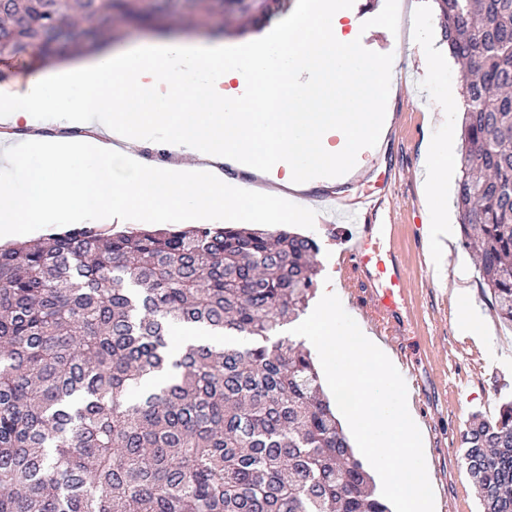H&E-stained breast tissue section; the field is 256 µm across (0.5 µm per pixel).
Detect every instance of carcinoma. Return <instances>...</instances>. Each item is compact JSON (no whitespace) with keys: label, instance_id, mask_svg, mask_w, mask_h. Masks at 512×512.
<instances>
[{"label":"carcinoma","instance_id":"carcinoma-1","mask_svg":"<svg viewBox=\"0 0 512 512\" xmlns=\"http://www.w3.org/2000/svg\"><path fill=\"white\" fill-rule=\"evenodd\" d=\"M462 77L455 207L512 325V0H437ZM280 0H164L223 31ZM148 15L138 0H0V59L43 63ZM317 240L252 224L75 227L0 247V512H390L283 335ZM202 328L224 346L175 332ZM483 512H512V400L461 433Z\"/></svg>","mask_w":512,"mask_h":512}]
</instances>
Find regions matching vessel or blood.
Wrapping results in <instances>:
<instances>
[{"mask_svg": "<svg viewBox=\"0 0 512 512\" xmlns=\"http://www.w3.org/2000/svg\"><path fill=\"white\" fill-rule=\"evenodd\" d=\"M388 227L384 224H365L359 231L345 235V250L350 263L346 277L357 281L366 275L377 284L379 291L370 298L353 297V304L385 335H393L394 328L387 317L405 306L407 301V274L388 245Z\"/></svg>", "mask_w": 512, "mask_h": 512, "instance_id": "vessel-or-blood-1", "label": "vessel or blood"}]
</instances>
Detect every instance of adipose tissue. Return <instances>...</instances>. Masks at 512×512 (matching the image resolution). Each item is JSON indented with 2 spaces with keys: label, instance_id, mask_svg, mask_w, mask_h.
Returning <instances> with one entry per match:
<instances>
[{
  "label": "adipose tissue",
  "instance_id": "obj_1",
  "mask_svg": "<svg viewBox=\"0 0 512 512\" xmlns=\"http://www.w3.org/2000/svg\"><path fill=\"white\" fill-rule=\"evenodd\" d=\"M352 17L348 0H294L279 24L255 25L241 41L176 33L35 69L21 89L0 92V122L17 127L39 112L84 134L0 136V166L24 176L19 189L0 183V239L63 212L92 213L103 224L131 215L306 221L307 210L279 207L283 189L308 191L356 172L364 145L387 124L382 102L394 69L360 57L345 29ZM462 107L443 97L428 146L423 186L437 254L446 250L448 173L459 165L448 147L450 116ZM158 131L179 161L140 157ZM246 175L273 185L233 193Z\"/></svg>",
  "mask_w": 512,
  "mask_h": 512
}]
</instances>
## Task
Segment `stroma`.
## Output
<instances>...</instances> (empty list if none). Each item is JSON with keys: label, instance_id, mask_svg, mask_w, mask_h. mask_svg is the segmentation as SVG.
Returning <instances> with one entry per match:
<instances>
[{"label": "stroma", "instance_id": "1", "mask_svg": "<svg viewBox=\"0 0 512 512\" xmlns=\"http://www.w3.org/2000/svg\"><path fill=\"white\" fill-rule=\"evenodd\" d=\"M392 0H349L357 20L356 48L368 60L392 63L402 72L385 103L391 125L380 145L363 156V170L355 178L320 188L312 199L336 200L341 209L358 211L366 224L391 227V247L410 274L407 305L394 314L398 334L387 342L390 353L405 352L414 373L407 381L411 407L422 428L426 459L439 506L454 505L456 512H482L463 461V448L447 450L444 443L454 421H467L473 412L495 413L504 397H512V326L499 320L490 295L470 251L453 234L448 256V278L456 280L458 268H467L470 302L479 320L485 321L496 339L482 346L449 320L443 304V285L434 280L428 263L430 252L428 215L418 180L421 147L433 129L427 123L435 107L432 90L419 64L423 44L408 36L388 38L379 31ZM299 232L314 236L318 286L334 288L344 309L355 316L360 329L373 333L372 324L359 316L343 279L344 245L334 229L320 222L302 224Z\"/></svg>", "mask_w": 512, "mask_h": 512}]
</instances>
